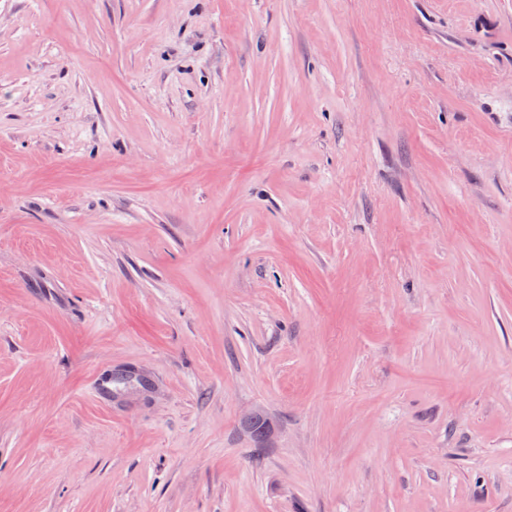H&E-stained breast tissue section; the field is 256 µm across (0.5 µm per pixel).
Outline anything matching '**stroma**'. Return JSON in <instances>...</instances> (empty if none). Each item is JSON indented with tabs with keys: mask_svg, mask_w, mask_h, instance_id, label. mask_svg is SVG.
Here are the masks:
<instances>
[{
	"mask_svg": "<svg viewBox=\"0 0 512 512\" xmlns=\"http://www.w3.org/2000/svg\"><path fill=\"white\" fill-rule=\"evenodd\" d=\"M0 512H512V0H0Z\"/></svg>",
	"mask_w": 512,
	"mask_h": 512,
	"instance_id": "obj_1",
	"label": "stroma"
}]
</instances>
